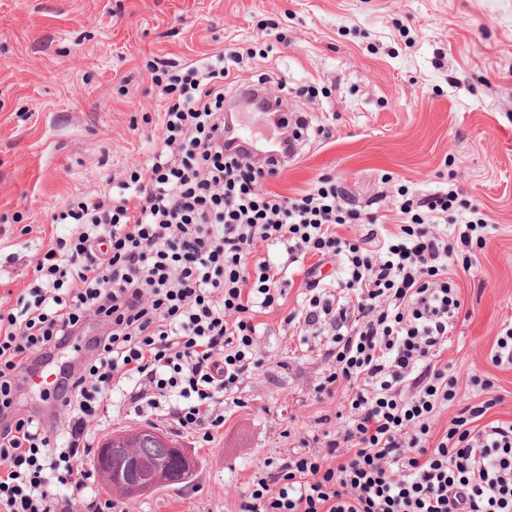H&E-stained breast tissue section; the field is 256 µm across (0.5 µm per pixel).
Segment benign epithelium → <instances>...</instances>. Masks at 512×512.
<instances>
[{"label": "benign epithelium", "mask_w": 512, "mask_h": 512, "mask_svg": "<svg viewBox=\"0 0 512 512\" xmlns=\"http://www.w3.org/2000/svg\"><path fill=\"white\" fill-rule=\"evenodd\" d=\"M147 439L152 443L167 448L169 454L177 461L174 470H165L154 465V462L144 456L139 448L127 447L126 440ZM118 463L117 472L121 473L124 481L119 483L121 492L136 498L156 488L161 482L181 481L193 470L195 461L190 453L175 446L162 433L149 428H142L119 439L107 437L103 440L97 453V470L102 477L110 482L113 479L112 466Z\"/></svg>", "instance_id": "7a95c632"}]
</instances>
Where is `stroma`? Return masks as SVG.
Segmentation results:
<instances>
[{
    "instance_id": "35a3bbf8",
    "label": "stroma",
    "mask_w": 512,
    "mask_h": 512,
    "mask_svg": "<svg viewBox=\"0 0 512 512\" xmlns=\"http://www.w3.org/2000/svg\"><path fill=\"white\" fill-rule=\"evenodd\" d=\"M232 45L259 53L256 71L283 106L325 129L266 190L288 197L327 175L392 225L399 191L454 185L488 217L471 271L453 268L463 310L440 360L459 388L438 422L489 399L488 419L512 420V368L491 362L512 321V0H0V307L27 296L51 239L69 238L54 213L106 190V175L144 160L159 136L148 63ZM303 290V273L288 275L283 307L262 315L264 364L211 441L109 408L95 443L153 426L197 466L188 482L135 499L99 480L101 497L122 512H237L267 458L323 432L318 417L346 398L317 401L320 340L283 322ZM473 373L491 388H472Z\"/></svg>"
}]
</instances>
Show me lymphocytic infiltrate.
Returning <instances> with one entry per match:
<instances>
[{"label":"lymphocytic infiltrate","mask_w":512,"mask_h":512,"mask_svg":"<svg viewBox=\"0 0 512 512\" xmlns=\"http://www.w3.org/2000/svg\"><path fill=\"white\" fill-rule=\"evenodd\" d=\"M239 60L230 50L152 66L161 139L110 191L57 214L71 239L37 264L33 302L0 312V512H73L79 502L114 512L79 468L113 393L210 441L262 365L255 344L267 327L255 316L280 307L282 271L294 264L306 292L283 322L323 337L316 398L345 388L347 414L321 448L267 459L239 512H512V421L487 420L494 400L436 429L458 389L439 361L462 307L449 271L486 216L470 210L458 232L444 231L459 199L449 187L403 199L391 233L376 213L347 207L331 178L293 197L264 190L269 162L226 138ZM347 224L355 239L338 234ZM261 244L283 263L258 257ZM335 258L334 287L321 265ZM91 314L104 330L89 338L82 372L64 366L54 391L70 416L61 440L43 418L18 416L17 399Z\"/></svg>","instance_id":"f902f5d3"}]
</instances>
